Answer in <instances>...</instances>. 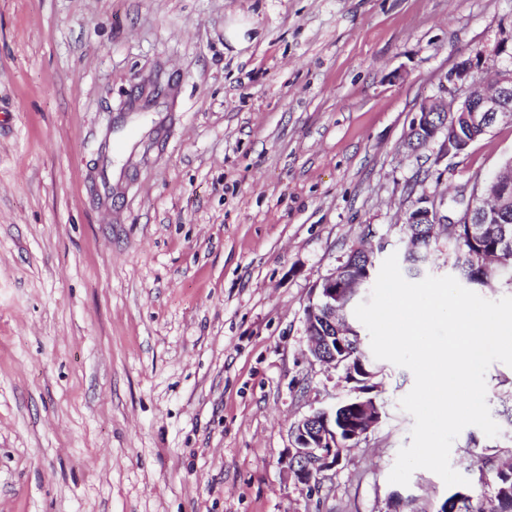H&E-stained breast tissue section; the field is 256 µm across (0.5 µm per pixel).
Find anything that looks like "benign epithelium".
<instances>
[{"label":"benign epithelium","instance_id":"benign-epithelium-1","mask_svg":"<svg viewBox=\"0 0 512 512\" xmlns=\"http://www.w3.org/2000/svg\"><path fill=\"white\" fill-rule=\"evenodd\" d=\"M491 69L495 73L492 88L478 85L477 73ZM453 86L455 94L449 99L437 96L422 103L410 123V130L439 143L437 159L452 154V144L458 136V122L494 126L512 124V65L500 67L494 60L478 55L459 61L441 81L443 91ZM444 201L424 195L406 213L408 224H445ZM362 287V281L349 282L334 269L313 289V298L306 308V334L310 354L318 362L336 365V349L329 337L316 335L320 323L330 325L336 332V315L340 297ZM290 448L286 458V476L303 488L320 480L324 473L336 468V412L318 409L297 420L289 428Z\"/></svg>","mask_w":512,"mask_h":512}]
</instances>
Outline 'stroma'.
<instances>
[{"mask_svg":"<svg viewBox=\"0 0 512 512\" xmlns=\"http://www.w3.org/2000/svg\"><path fill=\"white\" fill-rule=\"evenodd\" d=\"M509 37L512 0H0V512H437L436 474L389 481L414 423L389 362L383 421L315 493L287 479L291 424L352 396L305 309L512 157L510 124L403 147ZM492 447L466 427L450 463L477 481Z\"/></svg>","mask_w":512,"mask_h":512,"instance_id":"35a3bbf8","label":"stroma"}]
</instances>
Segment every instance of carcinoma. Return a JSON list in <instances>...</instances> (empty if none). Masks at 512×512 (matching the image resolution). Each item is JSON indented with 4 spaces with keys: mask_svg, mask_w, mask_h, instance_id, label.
Here are the masks:
<instances>
[{
    "mask_svg": "<svg viewBox=\"0 0 512 512\" xmlns=\"http://www.w3.org/2000/svg\"><path fill=\"white\" fill-rule=\"evenodd\" d=\"M488 132L487 128L459 124L458 150L466 152L474 141ZM491 182L490 178L478 180L474 182L470 196L459 195L456 223L447 225L445 232L448 259L459 277L469 283L484 287L492 282L499 287H512V211H506L500 220L487 224L467 223L470 198L482 196ZM409 237L415 251L404 258V263L407 273L417 277L422 273L421 264L427 249L435 248L438 240L428 227L409 232ZM365 263L362 253L351 251L343 260V268L352 275L361 271ZM342 341L343 345L336 346V368L344 372V380L347 381L348 367L354 366L355 387L367 398L378 388L376 379L381 369L369 358L361 339L344 336ZM500 385L503 386L500 416L512 426V378L502 379ZM355 403L353 398L336 405V433L343 448H354L360 442V439L347 435L346 428L361 433L367 431ZM448 512H512V466L503 467L494 454L482 456L476 486L448 497Z\"/></svg>",
    "mask_w": 512,
    "mask_h": 512,
    "instance_id": "obj_1",
    "label": "carcinoma"
}]
</instances>
